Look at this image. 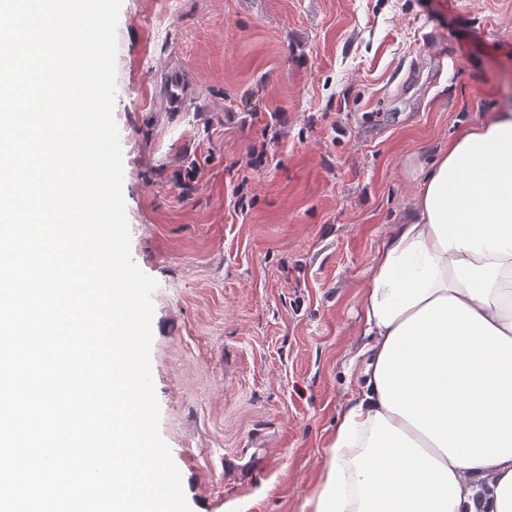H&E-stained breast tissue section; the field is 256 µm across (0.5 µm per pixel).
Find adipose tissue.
<instances>
[{"mask_svg": "<svg viewBox=\"0 0 512 512\" xmlns=\"http://www.w3.org/2000/svg\"><path fill=\"white\" fill-rule=\"evenodd\" d=\"M416 187L367 271L366 381L302 512H512V108Z\"/></svg>", "mask_w": 512, "mask_h": 512, "instance_id": "adipose-tissue-1", "label": "adipose tissue"}]
</instances>
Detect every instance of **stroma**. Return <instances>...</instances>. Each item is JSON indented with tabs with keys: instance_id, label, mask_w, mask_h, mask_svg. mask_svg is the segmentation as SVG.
Here are the masks:
<instances>
[{
	"instance_id": "1",
	"label": "stroma",
	"mask_w": 512,
	"mask_h": 512,
	"mask_svg": "<svg viewBox=\"0 0 512 512\" xmlns=\"http://www.w3.org/2000/svg\"><path fill=\"white\" fill-rule=\"evenodd\" d=\"M113 116L191 512H301L414 163L512 104V0H123ZM184 72L177 111L162 66ZM255 167L235 211V172ZM244 455L247 476L224 467Z\"/></svg>"
}]
</instances>
